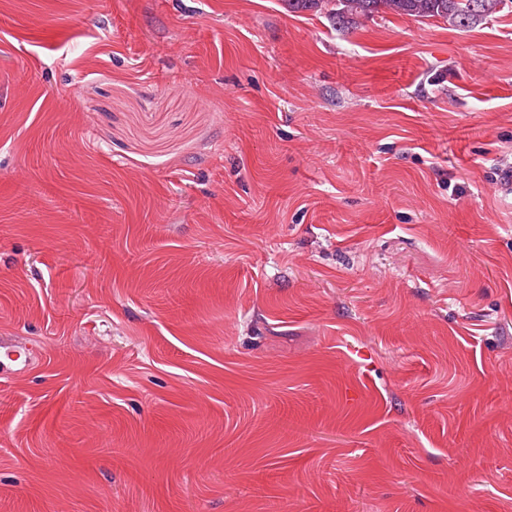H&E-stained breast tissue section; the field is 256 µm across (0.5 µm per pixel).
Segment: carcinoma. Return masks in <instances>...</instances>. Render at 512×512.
<instances>
[{
    "instance_id": "1",
    "label": "carcinoma",
    "mask_w": 512,
    "mask_h": 512,
    "mask_svg": "<svg viewBox=\"0 0 512 512\" xmlns=\"http://www.w3.org/2000/svg\"><path fill=\"white\" fill-rule=\"evenodd\" d=\"M290 13L318 12L330 0H283ZM506 0H339L330 16L339 24H354L359 17L395 13L417 18H442L460 28H468L499 12Z\"/></svg>"
}]
</instances>
